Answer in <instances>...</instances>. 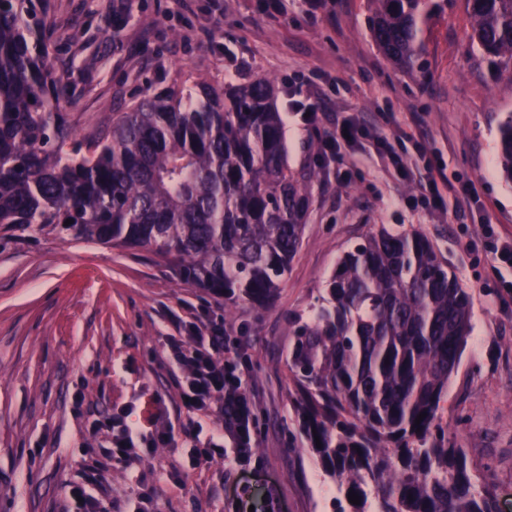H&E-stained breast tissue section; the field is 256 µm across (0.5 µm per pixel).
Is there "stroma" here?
<instances>
[{
    "instance_id": "stroma-1",
    "label": "stroma",
    "mask_w": 512,
    "mask_h": 512,
    "mask_svg": "<svg viewBox=\"0 0 512 512\" xmlns=\"http://www.w3.org/2000/svg\"><path fill=\"white\" fill-rule=\"evenodd\" d=\"M47 0L49 52L77 136L148 92L267 77L286 107L291 83L329 115H353L390 135H414L400 155L413 172L436 156L448 181L479 197L464 223L410 210L415 181L363 151L318 163L319 134L288 117L292 166L317 168L302 246L265 309L225 307L180 280L153 252L0 226V512H65L64 486L98 458L97 415L150 435L180 429V369L163 364L170 315L222 322L253 403L256 448L207 470L186 454L142 446L106 476L112 512H327L337 486L307 453L288 449V321L308 315L338 258L381 226L427 237L473 297L474 331L442 413L445 431L497 485L512 512V300L476 230L490 217L512 235V184L498 166L499 126L512 115V79L467 34L464 0H429L416 63L387 59L370 32V0Z\"/></svg>"
}]
</instances>
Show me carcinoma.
<instances>
[{
  "instance_id": "1",
  "label": "carcinoma",
  "mask_w": 512,
  "mask_h": 512,
  "mask_svg": "<svg viewBox=\"0 0 512 512\" xmlns=\"http://www.w3.org/2000/svg\"><path fill=\"white\" fill-rule=\"evenodd\" d=\"M425 2L371 0L372 37L398 65L421 50ZM465 3L470 42L512 77V0ZM47 39L34 0L0 8V224L148 248L226 304L269 306L318 179L288 164L274 82L161 91L79 140ZM499 165L512 182V118ZM472 331L470 295L430 241L385 226L344 252L314 314L290 321L289 450L336 481L338 512L351 491L353 512H498L491 477L442 426Z\"/></svg>"
}]
</instances>
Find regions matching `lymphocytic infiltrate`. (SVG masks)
<instances>
[{
	"instance_id": "obj_1",
	"label": "lymphocytic infiltrate",
	"mask_w": 512,
	"mask_h": 512,
	"mask_svg": "<svg viewBox=\"0 0 512 512\" xmlns=\"http://www.w3.org/2000/svg\"><path fill=\"white\" fill-rule=\"evenodd\" d=\"M367 140L381 160L391 164L400 177H407L408 170L388 137L371 131L351 116L334 119L332 130L321 142V153L341 159ZM451 196L457 200L453 209L447 204ZM476 198L474 182L468 180L456 185L432 176L420 184L418 196L408 198L406 204L412 208L422 205L441 213L450 211L455 220L461 221ZM173 326L176 333L166 337L164 349L169 362L183 372L180 396L186 421L182 433L190 446L191 468L204 469L223 459L225 435L242 442L249 440L247 411L251 401L242 389L239 367L224 356L223 325L195 316L188 321L174 318ZM212 415L221 418L222 427L203 432L201 418ZM92 431L105 433L101 453L108 460L127 466L138 459L143 436L135 426L106 415L94 420Z\"/></svg>"
}]
</instances>
